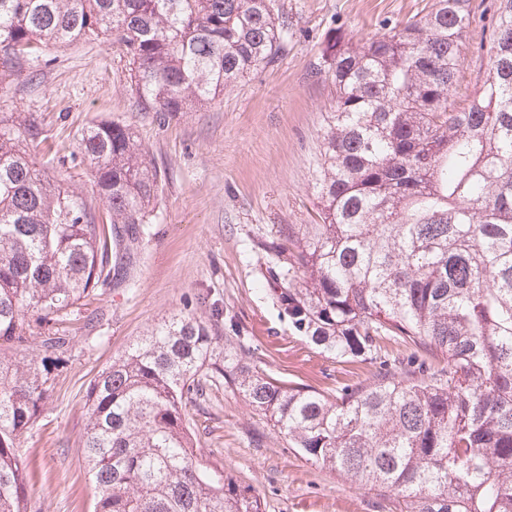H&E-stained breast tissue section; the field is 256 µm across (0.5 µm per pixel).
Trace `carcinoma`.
I'll use <instances>...</instances> for the list:
<instances>
[{
  "instance_id": "1",
  "label": "carcinoma",
  "mask_w": 512,
  "mask_h": 512,
  "mask_svg": "<svg viewBox=\"0 0 512 512\" xmlns=\"http://www.w3.org/2000/svg\"><path fill=\"white\" fill-rule=\"evenodd\" d=\"M489 23L481 84L460 100L469 28ZM380 36H332L312 74L335 98L317 223L251 239L261 291L294 338L364 378L283 381L220 312L158 323L87 388L94 512H265L199 463L189 409L239 393L309 463L379 492L383 512H512V0H434ZM116 36L143 112L198 111L276 61L272 0H0V85L51 46ZM31 112L0 113V512H26L17 455L49 396L72 308L121 275L163 174L126 125L92 121L85 194L49 178ZM43 356L27 353L32 327Z\"/></svg>"
}]
</instances>
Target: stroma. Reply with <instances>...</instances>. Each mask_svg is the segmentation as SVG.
Wrapping results in <instances>:
<instances>
[{"mask_svg": "<svg viewBox=\"0 0 512 512\" xmlns=\"http://www.w3.org/2000/svg\"><path fill=\"white\" fill-rule=\"evenodd\" d=\"M433 0H275L291 36L277 61L225 86L198 112L140 111L128 62L115 39L48 49L29 77L0 88L1 112H33L48 142L77 151L82 128L130 126L165 174L149 230L123 279L83 301L81 325L50 375L44 410L17 449L29 478L28 512H93L85 468L84 395L91 381L151 327L174 314L235 315L241 335L275 376L316 388L351 378L358 364L331 363L292 338L259 289L250 238L269 224L316 220V170L323 119L334 102L311 71L334 33L383 34ZM196 423L197 456L252 486L266 512H376L374 491L306 462L236 393L211 391Z\"/></svg>", "mask_w": 512, "mask_h": 512, "instance_id": "1", "label": "stroma"}]
</instances>
